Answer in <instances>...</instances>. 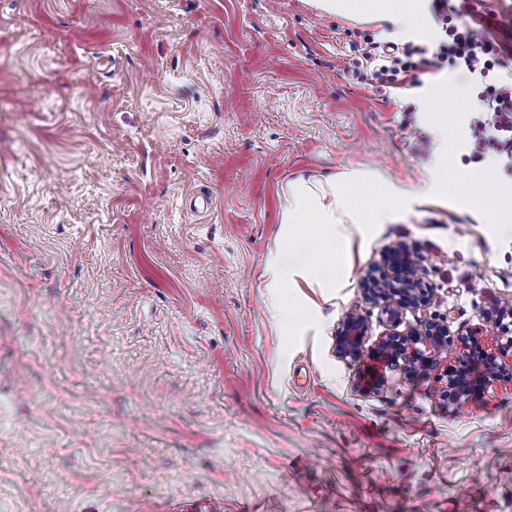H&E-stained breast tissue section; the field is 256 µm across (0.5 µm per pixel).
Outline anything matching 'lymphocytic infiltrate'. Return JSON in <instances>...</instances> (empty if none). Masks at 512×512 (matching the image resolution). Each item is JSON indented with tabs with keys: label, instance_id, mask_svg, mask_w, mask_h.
Segmentation results:
<instances>
[{
	"label": "lymphocytic infiltrate",
	"instance_id": "1",
	"mask_svg": "<svg viewBox=\"0 0 512 512\" xmlns=\"http://www.w3.org/2000/svg\"><path fill=\"white\" fill-rule=\"evenodd\" d=\"M431 12L440 35L395 48L386 64L366 73V81L395 83L442 61L478 77L485 90L474 102L479 113L470 126L474 146L493 148L512 161V17L501 23L476 16L469 0H431Z\"/></svg>",
	"mask_w": 512,
	"mask_h": 512
}]
</instances>
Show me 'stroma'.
<instances>
[{
    "instance_id": "35a3bbf8",
    "label": "stroma",
    "mask_w": 512,
    "mask_h": 512,
    "mask_svg": "<svg viewBox=\"0 0 512 512\" xmlns=\"http://www.w3.org/2000/svg\"><path fill=\"white\" fill-rule=\"evenodd\" d=\"M314 0H0V512H512V383L452 412L436 374L340 360L359 276L402 244L433 292L403 327L500 344L506 157L473 161L447 63L369 86L371 45L424 42ZM432 110L449 116L440 138ZM454 196L285 243L281 188L349 169ZM306 276L271 287L268 263ZM287 319H280V311Z\"/></svg>"
}]
</instances>
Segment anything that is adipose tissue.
<instances>
[{
  "label": "adipose tissue",
  "mask_w": 512,
  "mask_h": 512,
  "mask_svg": "<svg viewBox=\"0 0 512 512\" xmlns=\"http://www.w3.org/2000/svg\"><path fill=\"white\" fill-rule=\"evenodd\" d=\"M318 6L359 21L386 24L397 32L412 30L421 12V0H319ZM362 180L358 171L349 170L318 184H286L282 221L288 226L289 241L305 236L325 251L336 242L337 225L385 224L402 204L443 197L453 189L444 170L431 173L413 190L382 187L365 195L351 194L350 185Z\"/></svg>",
  "instance_id": "obj_1"
}]
</instances>
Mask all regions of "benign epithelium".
<instances>
[{"instance_id": "7a95c632", "label": "benign epithelium", "mask_w": 512, "mask_h": 512, "mask_svg": "<svg viewBox=\"0 0 512 512\" xmlns=\"http://www.w3.org/2000/svg\"><path fill=\"white\" fill-rule=\"evenodd\" d=\"M414 254L396 246L386 255L380 268L362 272L359 283L368 300L378 306L381 315L392 327L400 324L403 311L429 305L432 292L422 287L423 273L414 265ZM369 330L367 319L356 311L346 312L336 327L333 352L339 359L360 361L369 358L388 366H399L410 378L427 379L436 366L430 353L448 349V326L425 321L406 332H392L381 337L371 350H365ZM461 350L456 364L446 371V383L438 389L445 408L457 410L484 393L496 382L512 383V362L501 360L492 350L483 347L476 334L460 340Z\"/></svg>"}]
</instances>
